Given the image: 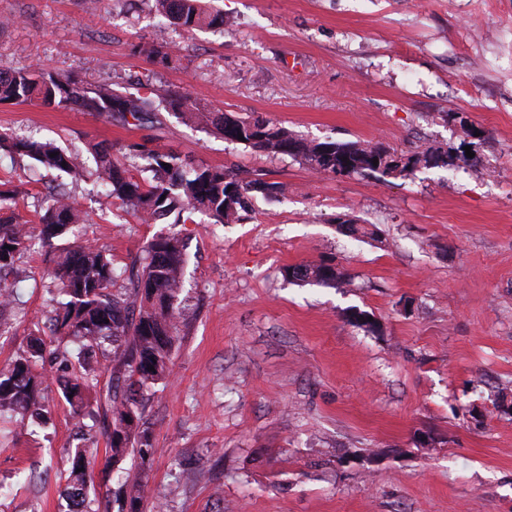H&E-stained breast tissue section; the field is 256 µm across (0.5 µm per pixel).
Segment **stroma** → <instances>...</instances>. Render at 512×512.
<instances>
[{
    "label": "stroma",
    "mask_w": 512,
    "mask_h": 512,
    "mask_svg": "<svg viewBox=\"0 0 512 512\" xmlns=\"http://www.w3.org/2000/svg\"><path fill=\"white\" fill-rule=\"evenodd\" d=\"M224 31L180 28L147 0H0V70L31 65L137 91L186 89L307 140L447 155L402 176L320 174L183 125L0 105V130L61 147L149 140L189 165L286 183L229 224H139L94 178L72 187L85 237L121 268L159 233L188 241L166 386L144 413L145 512H512V0H218ZM171 47L166 68L133 53ZM26 218L66 174L0 151ZM365 227L345 233L338 218ZM56 251L8 275L0 367L48 331ZM329 263L346 286L292 282ZM370 314L371 333L350 320ZM46 427L0 420V512H67L81 433L57 386ZM97 437L95 506L119 473Z\"/></svg>",
    "instance_id": "stroma-1"
}]
</instances>
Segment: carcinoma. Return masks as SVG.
Masks as SVG:
<instances>
[{
  "mask_svg": "<svg viewBox=\"0 0 512 512\" xmlns=\"http://www.w3.org/2000/svg\"><path fill=\"white\" fill-rule=\"evenodd\" d=\"M155 11L188 32L224 24V14L202 0H154ZM135 52L164 67L175 54L163 46L140 43ZM28 103L36 106L75 109L99 117H119L125 124L142 126L161 123L160 112L173 113L182 123L220 135L233 143L244 137L243 145L272 156L299 157L313 170L333 173L336 156L347 158L348 175H403L434 155H412L399 169L392 167L396 152L382 144L361 142H308L288 128L267 119L242 118L214 110L187 91H170L164 96L120 91L109 83L93 85L67 73H47L35 66L0 71V105ZM31 159L45 169L59 170L74 181L87 177L82 152H69L33 137L18 139L0 132V150ZM96 180L120 209L143 224H175L193 221L197 212L213 223L238 219L255 193L264 197L283 194V182L261 178L243 182L233 172L219 167L186 169L181 157L145 143L90 146ZM378 159V165L370 160ZM147 161L134 175L128 161ZM18 191L0 182V273L18 270V262L35 247H52L54 239L85 224L87 214L64 190L42 197L38 223L22 216L14 207ZM186 263V244L175 232L157 235L142 253L123 270L125 283L115 287L117 273L112 253L88 241L64 248L58 255L54 278L58 284L57 307L49 318V334L31 336L26 349L17 353L7 368L0 369V412L19 416L23 425L47 423L42 385L45 375L40 363L56 365L55 381L72 416L80 421L99 414L88 390L100 387L99 402L111 416L104 436L109 447L106 468L138 453L145 460L155 453L144 428V391L167 382L171 375V352L178 335L181 314L179 293ZM292 278L305 281L346 284L344 275L326 263L293 266ZM108 348L110 377L100 383L102 371L88 353ZM154 370H148V367ZM90 448L69 452L67 493L71 512H97L95 500L86 490ZM144 484L139 476L126 477L114 491L117 512H142Z\"/></svg>",
  "mask_w": 512,
  "mask_h": 512,
  "instance_id": "1",
  "label": "carcinoma"
}]
</instances>
